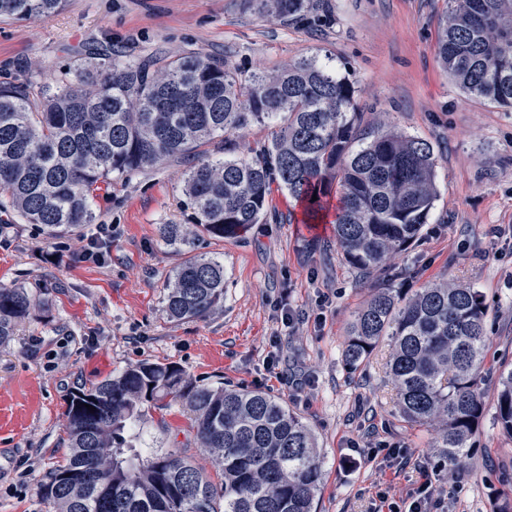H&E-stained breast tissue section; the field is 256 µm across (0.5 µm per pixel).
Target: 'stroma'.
I'll list each match as a JSON object with an SVG mask.
<instances>
[{"instance_id":"obj_1","label":"stroma","mask_w":512,"mask_h":512,"mask_svg":"<svg viewBox=\"0 0 512 512\" xmlns=\"http://www.w3.org/2000/svg\"><path fill=\"white\" fill-rule=\"evenodd\" d=\"M444 8L445 0H321L310 23L291 25L260 16L249 0H68L46 21L0 22V81L24 65L35 82L53 83L93 42L133 58L158 49L227 55L248 73L335 57L357 82L365 124L425 139L439 158L431 219L416 246L390 260L381 287L411 295L466 283L488 308L484 416L457 471L433 447V428L400 417L387 346L357 370L345 366L347 327L373 283L344 261L333 224H303L288 194L273 192L265 223L237 239L195 235V253L224 261V306L193 321L163 311L183 256L158 234L159 225L186 221V163L100 184L96 221L120 231L101 266L70 262L79 233L51 238L40 225L2 215L0 283L27 288L44 307L0 347V512H47L38 486L64 451L71 393L144 360L176 363L200 383L221 379L280 397L319 439L317 512H371L383 493L401 502L423 466L448 495L444 512H501L512 500V437L495 421L498 372L512 366V112L449 81L437 56ZM281 295L291 307L320 309L321 322L295 331L276 322L272 303ZM273 356L281 359L276 374L268 369ZM296 370L310 379L301 392L289 382ZM153 416L149 439L181 448L219 479L179 405ZM378 444L406 448L405 459H368Z\"/></svg>"}]
</instances>
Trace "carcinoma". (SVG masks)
Here are the masks:
<instances>
[{
    "instance_id": "obj_1",
    "label": "carcinoma",
    "mask_w": 512,
    "mask_h": 512,
    "mask_svg": "<svg viewBox=\"0 0 512 512\" xmlns=\"http://www.w3.org/2000/svg\"><path fill=\"white\" fill-rule=\"evenodd\" d=\"M65 2L0 0V20H49ZM249 2L298 22L319 0ZM438 56L462 92L512 109V0H448ZM358 97L349 74L318 55L276 75H244L227 58L130 59L113 45H90L52 84L25 76L0 83V211L50 236L73 233L94 223L98 184L185 159L183 207L199 233L238 238L266 220L274 186L300 203L305 224L323 218L334 195L340 254L379 276L429 221L438 157L426 140L393 127L364 134ZM254 125L276 131L252 158L235 156L230 136ZM158 231L186 254L167 284V317L200 320L224 306V263L191 254L184 224ZM35 312L26 289L0 284V346ZM486 317L471 286L441 283L409 298L376 287L344 342V364L356 370L389 339L399 412L435 427L436 447L452 465L467 455L483 416ZM498 385L497 423L512 436V368L499 371ZM172 403L218 465L220 483L178 448L147 447L150 412ZM64 416L67 451L38 488L53 512H313L316 436L260 388L200 384L173 363L141 361L75 391Z\"/></svg>"
}]
</instances>
